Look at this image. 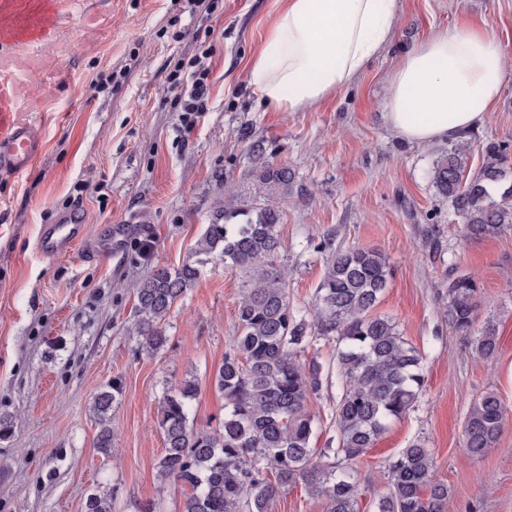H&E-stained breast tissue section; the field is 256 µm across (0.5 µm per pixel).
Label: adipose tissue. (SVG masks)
I'll return each mask as SVG.
<instances>
[{
  "label": "adipose tissue",
  "mask_w": 512,
  "mask_h": 512,
  "mask_svg": "<svg viewBox=\"0 0 512 512\" xmlns=\"http://www.w3.org/2000/svg\"><path fill=\"white\" fill-rule=\"evenodd\" d=\"M397 14L398 0H282L249 63L254 93L291 112L318 105L381 54ZM505 72L503 52L489 31L438 30L392 71L388 124L415 144L462 136L487 121Z\"/></svg>",
  "instance_id": "ef3b65f1"
}]
</instances>
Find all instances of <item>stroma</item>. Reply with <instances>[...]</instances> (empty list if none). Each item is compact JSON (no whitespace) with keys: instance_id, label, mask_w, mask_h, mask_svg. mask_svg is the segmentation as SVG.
I'll use <instances>...</instances> for the list:
<instances>
[{"instance_id":"1","label":"stroma","mask_w":512,"mask_h":512,"mask_svg":"<svg viewBox=\"0 0 512 512\" xmlns=\"http://www.w3.org/2000/svg\"><path fill=\"white\" fill-rule=\"evenodd\" d=\"M280 0H214L210 13L186 0H61L49 39L0 48L24 116L45 148L23 173L0 171V512H85L93 495L112 512H182L187 486L162 479L165 450L158 403L189 378L198 395L189 419L211 431L224 421L214 385L240 334L243 278L222 263L202 269L172 308L167 341L143 354L131 333L138 282L155 266L194 260L198 238L224 202L225 187L255 205L263 164L285 165L294 181L279 226L288 301L311 317L329 249L375 248L393 278L377 311L396 321L419 353V400L363 456L349 462L359 512H375L386 471L402 448L423 441L451 496L444 512H512V230L466 240L428 172L451 143H409L390 129L388 77L399 58L434 31L487 28L507 74L489 121L470 132L468 169L493 141L512 155V0H399L393 41L350 84L319 106L281 112L261 102L247 70ZM210 50V96L185 124L168 77L179 59ZM112 75L89 95L92 79ZM80 212L90 237L122 224L118 249L97 262L82 247L47 259L42 225ZM479 284L478 326L493 325L500 349L481 358L443 315L449 274ZM336 338L313 335L299 358L318 362L310 395L315 448H333ZM120 381L110 418L111 455L98 453V394ZM492 391L507 412L496 448L480 459L462 446L470 403Z\"/></svg>"}]
</instances>
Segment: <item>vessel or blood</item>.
I'll use <instances>...</instances> for the list:
<instances>
[{"mask_svg": "<svg viewBox=\"0 0 512 512\" xmlns=\"http://www.w3.org/2000/svg\"><path fill=\"white\" fill-rule=\"evenodd\" d=\"M57 13L56 0H36L27 13L16 16L9 23L0 22V42L31 44L43 40L51 30V18ZM16 87L15 81L0 80V171L19 174L41 154L43 142L36 125L20 116ZM124 230V225H114L107 237L91 242L87 239L86 224L81 223L76 214L65 213L56 223L42 227L39 250L50 258L81 244L85 247V258L102 260L119 244Z\"/></svg>", "mask_w": 512, "mask_h": 512, "instance_id": "1", "label": "vessel or blood"}]
</instances>
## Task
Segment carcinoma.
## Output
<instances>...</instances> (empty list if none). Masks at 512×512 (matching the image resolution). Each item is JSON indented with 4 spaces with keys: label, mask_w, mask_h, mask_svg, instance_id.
I'll return each instance as SVG.
<instances>
[{
    "label": "carcinoma",
    "mask_w": 512,
    "mask_h": 512,
    "mask_svg": "<svg viewBox=\"0 0 512 512\" xmlns=\"http://www.w3.org/2000/svg\"><path fill=\"white\" fill-rule=\"evenodd\" d=\"M471 142L457 141L437 160L430 179L461 220L464 235L484 240L512 228V166L506 149L490 142L474 175L466 170ZM293 182L286 167L264 164L254 187L262 206L248 209L225 191L224 206L214 214L195 246L197 260L177 268L156 267L139 282L138 319L132 333L141 351L153 354L166 342L163 325L175 303L193 288L201 266L218 259L244 277L237 304L241 330L234 348L224 353L214 377L224 396V422L213 432L190 424L194 379L181 383L159 402L158 425L165 451L159 474L191 488L183 512H270L282 490L301 480L326 500L327 512H358V488L337 462H317L310 446L314 419L306 410L319 387V368L303 366L297 356L308 343V324L289 306L278 227L281 201ZM392 277L376 249H329L317 291L313 326L335 336L343 393L336 408L338 447L345 461L361 457L389 426L411 410L424 382L421 358L401 336L396 323L374 313ZM445 316L460 336L471 337L478 319L474 277H448ZM499 342L487 325L474 340L475 352L492 359ZM121 383L99 395L95 411L100 429L94 447L107 455L114 437L109 411ZM506 409L494 392L480 395L466 419L463 446L475 458L496 447ZM388 492L377 512H443L451 489L435 476L432 454L418 441L400 451L387 472Z\"/></svg>",
    "instance_id": "carcinoma-1"
}]
</instances>
